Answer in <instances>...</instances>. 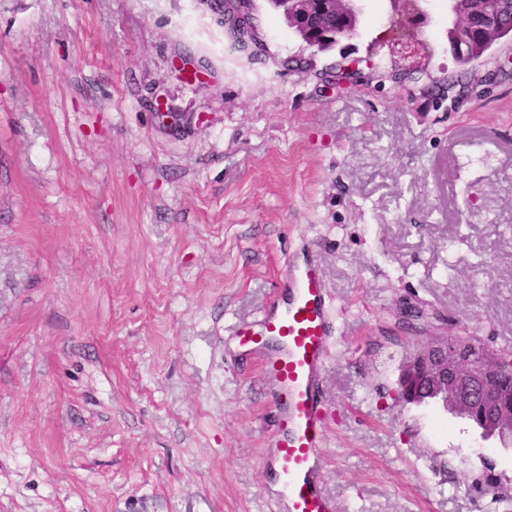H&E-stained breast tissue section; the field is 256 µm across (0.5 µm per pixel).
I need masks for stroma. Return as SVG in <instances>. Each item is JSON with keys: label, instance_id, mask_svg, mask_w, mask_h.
Masks as SVG:
<instances>
[{"label": "stroma", "instance_id": "35a3bbf8", "mask_svg": "<svg viewBox=\"0 0 512 512\" xmlns=\"http://www.w3.org/2000/svg\"><path fill=\"white\" fill-rule=\"evenodd\" d=\"M418 5L415 53L403 0L316 53L253 0L252 56L202 0H0V512H271L231 331L306 246L335 512H512V448L397 394L420 336L512 350V41L460 64Z\"/></svg>", "mask_w": 512, "mask_h": 512}]
</instances>
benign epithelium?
<instances>
[{"instance_id": "benign-epithelium-1", "label": "benign epithelium", "mask_w": 512, "mask_h": 512, "mask_svg": "<svg viewBox=\"0 0 512 512\" xmlns=\"http://www.w3.org/2000/svg\"><path fill=\"white\" fill-rule=\"evenodd\" d=\"M244 0H218L224 26L241 38L252 37L256 30L253 10H244ZM288 27L300 36L308 48L327 49L312 37L310 27L320 18L348 14L347 0H291ZM461 26L451 43L458 62L477 60L481 46L491 43L500 27L498 6L494 0H467L458 11ZM399 387L407 390L402 396L406 404L440 403L458 413H466L479 402L485 410L481 437L495 439L503 425L512 423V400L489 377V369H472L462 358L448 355V337L431 336L404 362Z\"/></svg>"}]
</instances>
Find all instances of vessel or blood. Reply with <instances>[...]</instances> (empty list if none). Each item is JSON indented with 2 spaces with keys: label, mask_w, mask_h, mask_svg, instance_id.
<instances>
[{
  "label": "vessel or blood",
  "mask_w": 512,
  "mask_h": 512,
  "mask_svg": "<svg viewBox=\"0 0 512 512\" xmlns=\"http://www.w3.org/2000/svg\"><path fill=\"white\" fill-rule=\"evenodd\" d=\"M233 334L277 384L275 450L266 458L277 512H333L316 484L325 441L318 373L332 334L318 262L289 257L258 327L241 324Z\"/></svg>",
  "instance_id": "1"
}]
</instances>
